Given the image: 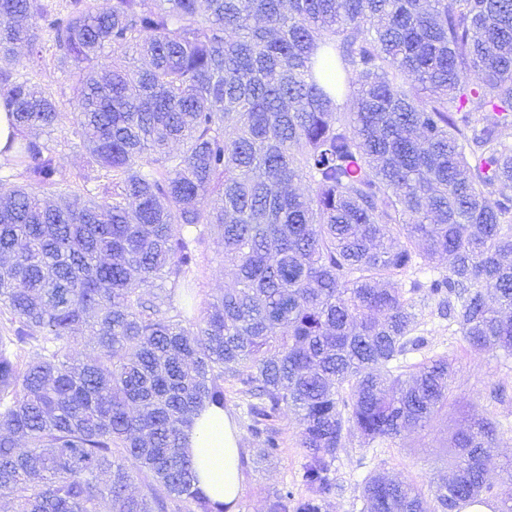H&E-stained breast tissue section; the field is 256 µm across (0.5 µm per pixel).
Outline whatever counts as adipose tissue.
Returning <instances> with one entry per match:
<instances>
[{
	"label": "adipose tissue",
	"instance_id": "ef3b65f1",
	"mask_svg": "<svg viewBox=\"0 0 512 512\" xmlns=\"http://www.w3.org/2000/svg\"><path fill=\"white\" fill-rule=\"evenodd\" d=\"M186 450L197 468L199 487L216 503H237L242 490L236 427L223 409L208 406L195 417Z\"/></svg>",
	"mask_w": 512,
	"mask_h": 512
}]
</instances>
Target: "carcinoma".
Masks as SVG:
<instances>
[{"mask_svg": "<svg viewBox=\"0 0 512 512\" xmlns=\"http://www.w3.org/2000/svg\"><path fill=\"white\" fill-rule=\"evenodd\" d=\"M43 32L78 74L81 178L108 179L79 205L54 149L26 137L55 127L56 101L8 68ZM0 99L23 135L24 183L0 179L13 512H228L185 451L226 383L263 456L282 411L300 416L306 494L284 486L266 512H326L348 434L393 441L448 404V356L399 365L424 345L402 279L442 257L412 291L471 350L512 355V0H0ZM212 243L236 286L190 315L181 297ZM78 327L94 343L79 364ZM498 437L487 418L458 432L435 508L512 512V482L486 480ZM363 497L370 512L430 509L381 474Z\"/></svg>", "mask_w": 512, "mask_h": 512, "instance_id": "1", "label": "carcinoma"}]
</instances>
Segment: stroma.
Segmentation results:
<instances>
[{
    "label": "stroma",
    "mask_w": 512,
    "mask_h": 512,
    "mask_svg": "<svg viewBox=\"0 0 512 512\" xmlns=\"http://www.w3.org/2000/svg\"><path fill=\"white\" fill-rule=\"evenodd\" d=\"M38 50L34 56L28 48H19L12 67L31 74L57 102L61 119L50 138L68 184V196L86 200L95 196L96 184L84 182L79 176L84 152L71 134L77 107L76 79L69 67L59 62L48 36H41ZM198 278L194 304L199 308L234 284L232 269L225 267L222 254L214 246L207 251ZM413 299L419 330L426 342L408 354L407 364L413 369L435 355L453 358L448 405L425 428L404 432L393 442L377 441L367 446L358 434L348 435L334 463L339 489L328 512H368L362 486L370 475L379 472L411 482L419 489H428L431 482L450 472L455 456L453 438L474 417L493 419L500 427L497 444L486 453L488 480L500 484L512 474V356L471 351L459 328L449 326L434 300L419 293ZM226 397V410L238 421L239 446L248 459L239 512H264L269 496L299 480L304 463V451L299 445L300 420L294 412L284 411L277 423L281 448L277 455L263 457L246 422L240 419L239 396L230 390Z\"/></svg>",
    "instance_id": "1"
}]
</instances>
